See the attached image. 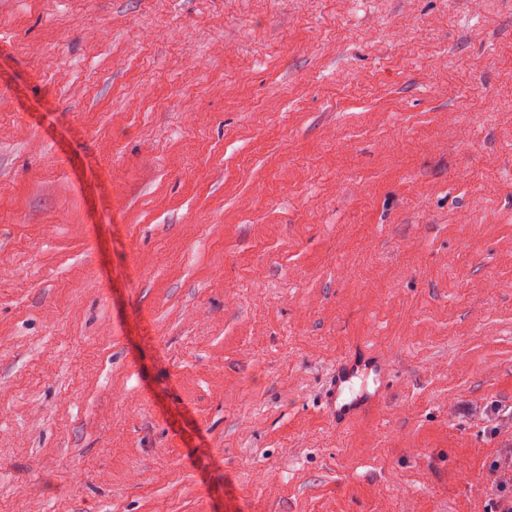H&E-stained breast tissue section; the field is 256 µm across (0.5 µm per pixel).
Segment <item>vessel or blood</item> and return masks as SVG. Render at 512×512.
Returning <instances> with one entry per match:
<instances>
[{
    "instance_id": "obj_1",
    "label": "vessel or blood",
    "mask_w": 512,
    "mask_h": 512,
    "mask_svg": "<svg viewBox=\"0 0 512 512\" xmlns=\"http://www.w3.org/2000/svg\"><path fill=\"white\" fill-rule=\"evenodd\" d=\"M383 360L371 350L359 347L343 355L336 363L335 379L326 396L327 414L336 421L344 422L375 407L381 400L380 394L360 393L354 398H343L347 382L357 373L383 367Z\"/></svg>"
}]
</instances>
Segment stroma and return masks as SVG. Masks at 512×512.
<instances>
[{
  "label": "stroma",
  "mask_w": 512,
  "mask_h": 512,
  "mask_svg": "<svg viewBox=\"0 0 512 512\" xmlns=\"http://www.w3.org/2000/svg\"><path fill=\"white\" fill-rule=\"evenodd\" d=\"M509 451L512 0H0V512H488ZM377 367L386 372L383 360L371 350L363 347L354 348L343 355L336 363L335 380L331 383L326 396V413L336 422H344L362 414L379 404L382 391L369 394L361 392L352 399L342 398L345 383L349 382L357 372L376 370Z\"/></svg>",
  "instance_id": "obj_1"
}]
</instances>
